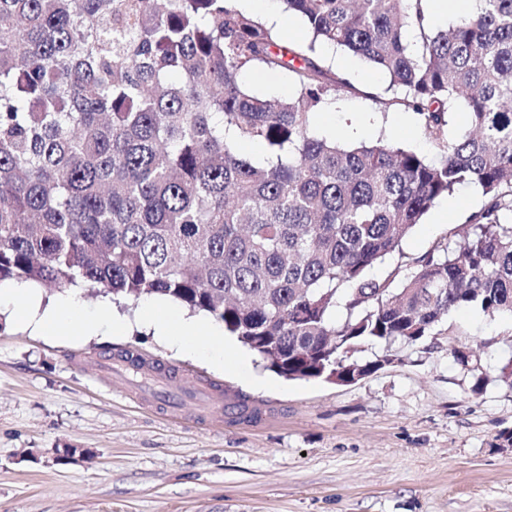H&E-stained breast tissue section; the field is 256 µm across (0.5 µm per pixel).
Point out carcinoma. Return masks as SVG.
<instances>
[{
  "instance_id": "cac0c4a2",
  "label": "carcinoma",
  "mask_w": 512,
  "mask_h": 512,
  "mask_svg": "<svg viewBox=\"0 0 512 512\" xmlns=\"http://www.w3.org/2000/svg\"><path fill=\"white\" fill-rule=\"evenodd\" d=\"M283 3L308 41L284 47L232 0H0V281L165 296L288 380L368 377L459 308L512 318V0L444 30L426 0ZM324 45L386 77L375 102L416 114L433 156L316 133L354 91ZM252 69L293 95L251 91ZM463 184L486 198L464 234L368 277ZM448 353L485 385L475 349ZM241 80L267 97L288 98L294 92L288 77L282 72L247 70L241 74Z\"/></svg>"
}]
</instances>
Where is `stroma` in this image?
Masks as SVG:
<instances>
[{
    "label": "stroma",
    "instance_id": "obj_1",
    "mask_svg": "<svg viewBox=\"0 0 512 512\" xmlns=\"http://www.w3.org/2000/svg\"><path fill=\"white\" fill-rule=\"evenodd\" d=\"M324 59L356 90L318 115V132L431 154L414 113L375 103L382 74L341 50ZM484 202L472 186L441 199L369 277L410 267ZM111 304L125 328L95 336H37L0 317V512H512V446L497 440L512 430V385L497 378L512 322L452 312L440 335L397 345L400 363L338 386L285 380L230 336L224 363L176 353L141 302ZM452 324L462 341L493 342L480 392L448 353ZM106 358L149 360L166 387L211 382L225 410L142 403L100 371ZM60 448L89 455L59 461Z\"/></svg>",
    "mask_w": 512,
    "mask_h": 512
}]
</instances>
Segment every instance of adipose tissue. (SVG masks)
<instances>
[{
  "instance_id": "obj_1",
  "label": "adipose tissue",
  "mask_w": 512,
  "mask_h": 512,
  "mask_svg": "<svg viewBox=\"0 0 512 512\" xmlns=\"http://www.w3.org/2000/svg\"><path fill=\"white\" fill-rule=\"evenodd\" d=\"M12 310L18 329L43 336L61 338L89 336L102 327L112 326V316L107 309H100L95 318L81 315L78 293L44 303L40 289L31 282L5 281L0 283V308ZM172 304L165 297H154L144 308L147 323L154 335L169 341L182 353L197 352L206 343L223 344L222 334L205 321L175 317L170 313Z\"/></svg>"
}]
</instances>
